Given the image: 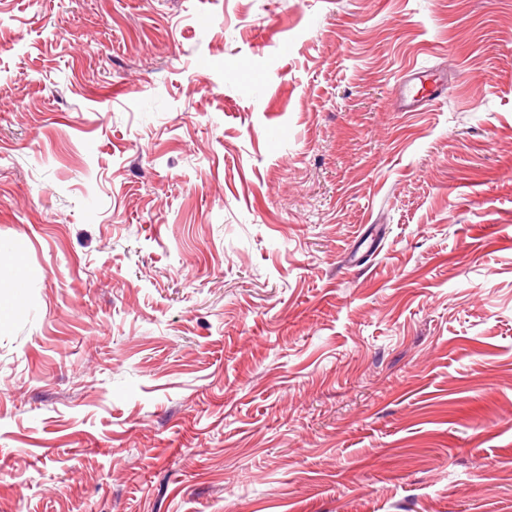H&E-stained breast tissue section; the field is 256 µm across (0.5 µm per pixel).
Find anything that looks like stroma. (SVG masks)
Listing matches in <instances>:
<instances>
[{
    "label": "stroma",
    "mask_w": 512,
    "mask_h": 512,
    "mask_svg": "<svg viewBox=\"0 0 512 512\" xmlns=\"http://www.w3.org/2000/svg\"><path fill=\"white\" fill-rule=\"evenodd\" d=\"M0 512H512V0H0ZM416 71V70H415ZM429 70L418 69L415 73L411 74L404 83L397 85V93L395 104L398 112L405 111V102L411 98L414 103H421L430 101L436 98L437 95L444 93V89L437 88L434 94L431 95L425 81L428 76Z\"/></svg>",
    "instance_id": "35a3bbf8"
}]
</instances>
